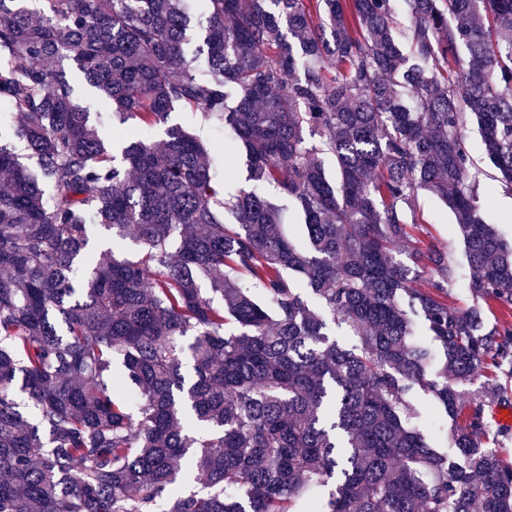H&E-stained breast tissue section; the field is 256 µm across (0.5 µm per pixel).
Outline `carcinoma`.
Listing matches in <instances>:
<instances>
[{
	"mask_svg": "<svg viewBox=\"0 0 512 512\" xmlns=\"http://www.w3.org/2000/svg\"><path fill=\"white\" fill-rule=\"evenodd\" d=\"M29 1L0 0V512H512V428L487 419L512 388L466 389L512 379V242L463 137L476 120L512 187V0H405L403 29L391 0ZM178 108L224 123L252 185L223 198L181 126L147 139ZM422 190L455 216L467 312L447 255L398 250ZM129 238L140 256L116 257ZM418 392L455 456L415 427ZM71 73L74 78L75 96L80 105L86 107L91 112V119L101 126L103 131L113 132L112 110L106 106L92 89L87 85L82 74L75 66L70 65ZM264 195L268 198L272 203L277 205L280 208L284 209V230L286 233L296 236L299 234L297 224H300L298 218L292 211L290 204L281 197L275 187L269 185L264 189Z\"/></svg>",
	"mask_w": 512,
	"mask_h": 512,
	"instance_id": "carcinoma-1",
	"label": "carcinoma"
}]
</instances>
